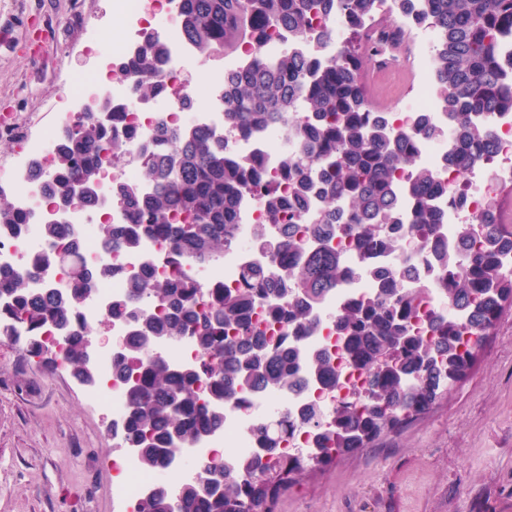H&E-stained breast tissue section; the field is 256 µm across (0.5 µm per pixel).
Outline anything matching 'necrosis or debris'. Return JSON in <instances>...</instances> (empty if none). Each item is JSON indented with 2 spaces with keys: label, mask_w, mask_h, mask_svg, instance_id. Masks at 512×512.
<instances>
[{
  "label": "necrosis or debris",
  "mask_w": 512,
  "mask_h": 512,
  "mask_svg": "<svg viewBox=\"0 0 512 512\" xmlns=\"http://www.w3.org/2000/svg\"><path fill=\"white\" fill-rule=\"evenodd\" d=\"M177 7L178 0H114V9L123 19L120 45L100 67L79 77L75 88L61 99L55 128L42 134L34 142L29 141L26 126L20 125L11 129V137L29 141L30 151L47 159L51 156L50 146L56 139L59 128L76 121L78 108L90 105L93 100L108 98L123 114L118 130L129 135L131 149L124 158L113 161L110 177L101 184L104 203L89 212L60 214L48 203L38 185L28 180L26 166L17 165L11 182L13 198L16 206L29 214L30 223L22 241L0 236V266L8 265L20 271L26 270L32 259L46 247L40 234V226L50 221L62 224L65 231H78L85 255L94 261L101 260L96 229L98 225L109 222L123 223L124 209L114 197V188L120 182H138L142 161L137 147L141 141L153 137L158 118H166L175 126L192 121L214 128L224 139V153L227 157L258 155L264 159L267 169L271 171L279 169L285 153L294 151L295 145L287 137L282 125L268 127L247 137L228 128L224 123L222 89L213 90L206 110L192 107L191 101L195 92L186 74L192 65L199 63L200 56L182 34L175 16ZM399 24L411 28L413 34L420 39L413 61L422 79L417 86L410 110L426 115L437 126H447L448 115L432 89L431 80L430 52L437 39V32L430 24L418 23L412 15L401 16ZM147 33L159 36L165 43L169 60L164 69L163 93L157 98L142 100L135 95L131 85L125 82L120 68L127 55L137 49L141 38ZM452 141V136L447 135L421 142L418 146L421 163L431 169L437 180L448 188L446 194L438 197L436 206L443 216V222L438 228V243L451 250L457 244L459 224L471 220L483 211L491 188L490 182L485 178L484 168H473L464 177L449 162L448 153ZM261 221L260 201L246 199L242 206L237 239L225 250L223 260L213 265L207 277L202 279V288L209 289L218 285L237 287L244 268L264 264L265 257L254 244L252 237L254 225ZM117 261L128 273L137 271L147 263L169 272L177 264L176 258L170 254L167 241L161 237L148 240L139 251L118 256ZM373 292V280L359 277L350 281L345 288L330 294L317 310L321 329L317 334L302 339L303 350L313 353L325 349L335 350L336 335L331 320L337 309L355 300L368 299ZM122 295V278L115 277L97 284L91 298L79 312L81 322L93 326L107 319L111 322L113 335H127L131 327L129 319L112 318L108 315L110 302ZM112 359V352H100L95 363L98 383L89 388L88 400L94 405H108L112 410V421L117 424L123 417L124 395L122 382L113 374ZM326 396V389L318 383L310 385L303 393L289 396L275 388L259 394L250 390L239 391L237 404L224 408L223 431L196 447L177 452L169 464L170 477L166 480L162 479L160 472L144 471L135 450L124 449L123 453L112 459V470L116 476L113 494L118 512H133L135 505L152 487L161 482H168L170 487L177 488L183 482L192 480L197 474L196 461L213 457L220 452L228 458L251 455L258 446L253 431L259 423L271 420L282 406L300 408Z\"/></svg>",
  "instance_id": "1"
}]
</instances>
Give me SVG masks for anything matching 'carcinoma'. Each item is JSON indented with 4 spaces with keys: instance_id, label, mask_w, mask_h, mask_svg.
Returning a JSON list of instances; mask_svg holds the SVG:
<instances>
[{
    "instance_id": "obj_1",
    "label": "carcinoma",
    "mask_w": 512,
    "mask_h": 512,
    "mask_svg": "<svg viewBox=\"0 0 512 512\" xmlns=\"http://www.w3.org/2000/svg\"><path fill=\"white\" fill-rule=\"evenodd\" d=\"M413 1L417 20L438 32L433 88L458 132L449 160L467 173L495 152L496 132L486 115L512 113V62L503 64V48L512 42V0H391V8L403 13ZM179 9L184 37L206 58L245 41L258 44L279 28L306 43L304 53L287 51L274 59L256 53L224 76L225 125L252 134L281 122L300 152L286 156L281 167L291 186L284 198L260 159L231 161L212 130L197 124L171 129L162 123L156 141L167 143L168 150L140 147L142 175L150 189L116 188L126 223L100 225V248L108 255L137 251L146 240L163 237L190 269L210 265L235 240L241 205L251 195L260 199L267 223L283 226L278 238L268 236L263 225L255 226L253 237L267 263L244 270L236 288L209 291L202 312L185 273L157 277L148 264L129 274L124 297L111 305L110 315L134 322L113 356V370L124 381L122 437L127 447L140 449L147 470L165 467L177 449L192 448L218 431L224 421L220 409L239 385L288 391L304 371L336 390V369L321 356L303 357L295 347L269 341L249 317L252 304L264 303L287 333L313 332L312 309L341 287L345 276L330 241L344 234L366 252H396L412 236L425 249L441 223L435 198L446 190L416 152L418 140L443 131L419 115L394 127L372 110L351 42H341L333 57L322 54L331 33L314 29L313 21L331 10L341 14L343 28L352 34L368 33L370 43L400 44L405 30L396 25L366 28L381 11L379 0H180ZM164 58V44L149 35L123 65L124 77L134 80L142 98L162 93ZM119 119L112 101L105 100L62 130L45 185L57 207H66L78 186L84 189L85 207L98 202L105 158H119L128 150V140L114 133ZM400 183L413 199L407 223L397 214ZM505 192L512 196V182L498 184L487 204L495 221L476 216L459 226L464 250H435L443 271L440 286L450 304L468 312L466 320L434 314L433 336L421 335L412 323L416 294L399 287L401 270L375 271L376 298L346 304L335 315L337 349L368 374L361 408L339 400L327 417L321 408L302 414L317 448L288 456L280 454L279 444L295 419L285 409L277 425L255 428L266 454L226 461L220 453L201 460L202 472L223 465V479L204 486L200 476L178 498L160 486L142 501L140 512H271L279 491L295 477L325 469L431 409L470 370L479 337L489 336L503 309L512 307V270L500 264V257L512 252V224L505 221L501 205ZM316 203L320 214L313 234L319 244L307 249L293 227ZM27 224V216L0 186V235L20 241ZM41 232L47 251L34 270L21 274L0 266V315L10 320L9 326L0 325V334H8L15 323L24 325L30 339L24 352L41 358L51 371L65 359L67 371L83 385L97 378L95 366L83 358L95 329L77 323L79 310L95 284L113 278L119 267L89 263L74 238L60 245L59 224H43ZM65 258V290L32 286L37 271ZM143 299L164 306L165 313L141 314ZM47 324L65 335L59 352L36 335ZM184 336L194 337L201 363L177 368L155 351L154 343Z\"/></svg>"
}]
</instances>
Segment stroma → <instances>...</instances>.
Segmentation results:
<instances>
[{
  "label": "stroma",
  "mask_w": 512,
  "mask_h": 512,
  "mask_svg": "<svg viewBox=\"0 0 512 512\" xmlns=\"http://www.w3.org/2000/svg\"><path fill=\"white\" fill-rule=\"evenodd\" d=\"M113 0H0V114L42 135L63 89L121 28ZM371 105L401 111L419 79L376 76ZM107 406L0 336V512H114ZM273 512H512V308L445 398L400 431L289 485Z\"/></svg>",
  "instance_id": "1"
}]
</instances>
